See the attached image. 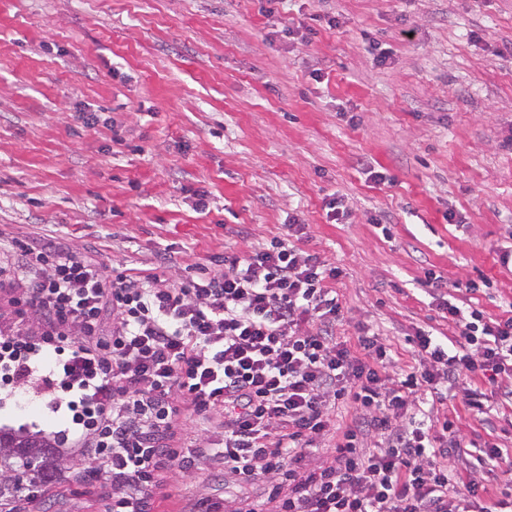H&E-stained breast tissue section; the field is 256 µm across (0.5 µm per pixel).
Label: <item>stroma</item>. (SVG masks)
I'll return each mask as SVG.
<instances>
[{"label":"stroma","instance_id":"35a3bbf8","mask_svg":"<svg viewBox=\"0 0 512 512\" xmlns=\"http://www.w3.org/2000/svg\"><path fill=\"white\" fill-rule=\"evenodd\" d=\"M259 0H0V229L55 237L108 267L245 255L305 226L296 245L338 267L355 346L389 344L390 378L418 366L408 338L455 336L424 284L485 316L512 307V0H284L274 32ZM386 51L377 61L369 43ZM384 172L373 179L371 170ZM348 212L337 224L326 203ZM387 214L388 223L372 218ZM488 279V293L466 290ZM494 427L449 390L466 443L497 429L512 462V404ZM0 430L55 443L65 468L36 512H106L122 479L87 467L71 424L35 387L0 405ZM201 465L148 512L265 497Z\"/></svg>","mask_w":512,"mask_h":512}]
</instances>
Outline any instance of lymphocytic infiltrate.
I'll return each mask as SVG.
<instances>
[{
    "mask_svg": "<svg viewBox=\"0 0 512 512\" xmlns=\"http://www.w3.org/2000/svg\"><path fill=\"white\" fill-rule=\"evenodd\" d=\"M339 275L281 239L173 280L111 271L59 242L0 238V397L37 382L92 449L91 468L137 485L116 512H142L164 474L200 460L268 483L274 512H512V498L487 496L502 449L485 442L480 480L458 489L460 429L450 417L420 418L418 407L422 394L468 379L511 403L512 315L463 313L428 277L460 332L451 345L416 332L421 362L392 382L382 339L364 333L351 348L336 337ZM25 313L37 331L16 325ZM339 404L354 411L341 428ZM216 415L223 447L184 451L189 424ZM330 436L326 460L312 464Z\"/></svg>",
    "mask_w": 512,
    "mask_h": 512,
    "instance_id": "f902f5d3",
    "label": "lymphocytic infiltrate"
}]
</instances>
